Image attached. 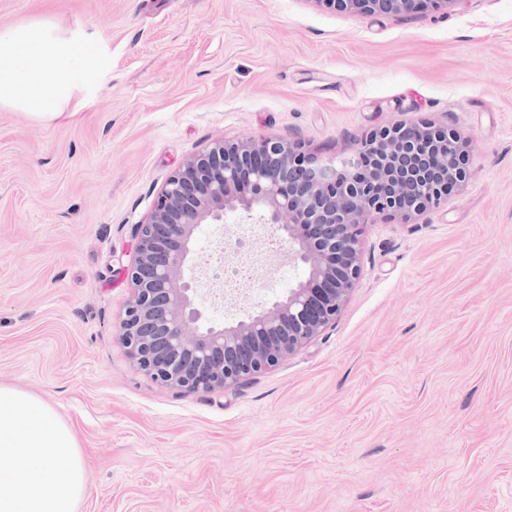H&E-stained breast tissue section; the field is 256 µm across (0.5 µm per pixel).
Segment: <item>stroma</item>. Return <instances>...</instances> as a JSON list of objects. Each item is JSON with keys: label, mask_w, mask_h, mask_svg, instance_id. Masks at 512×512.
<instances>
[{"label": "stroma", "mask_w": 512, "mask_h": 512, "mask_svg": "<svg viewBox=\"0 0 512 512\" xmlns=\"http://www.w3.org/2000/svg\"><path fill=\"white\" fill-rule=\"evenodd\" d=\"M90 38L78 112L0 109V388L50 403L81 452L79 512H512V0L365 16L318 0H0ZM396 121L449 125L473 172L401 221L368 215L336 324L235 389L188 394L116 337L130 229L219 139L324 157ZM260 277L207 320L305 276Z\"/></svg>", "instance_id": "stroma-1"}]
</instances>
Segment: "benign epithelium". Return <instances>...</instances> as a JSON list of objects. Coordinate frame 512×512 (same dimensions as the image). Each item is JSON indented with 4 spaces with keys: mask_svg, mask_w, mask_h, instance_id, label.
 I'll use <instances>...</instances> for the list:
<instances>
[{
    "mask_svg": "<svg viewBox=\"0 0 512 512\" xmlns=\"http://www.w3.org/2000/svg\"><path fill=\"white\" fill-rule=\"evenodd\" d=\"M366 15L409 14L456 0H319ZM471 151L451 128L394 122L346 156L321 157L280 138L216 140L167 179L148 217L132 225L131 293L116 336L129 358L186 393L240 386L276 367L336 322L362 271L368 214L408 220L471 175ZM262 212L306 277L230 324L203 319L190 260L203 224Z\"/></svg>",
    "mask_w": 512,
    "mask_h": 512,
    "instance_id": "1",
    "label": "benign epithelium"
}]
</instances>
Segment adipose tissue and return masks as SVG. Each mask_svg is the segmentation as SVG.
I'll use <instances>...</instances> for the list:
<instances>
[{"label": "adipose tissue", "mask_w": 512, "mask_h": 512, "mask_svg": "<svg viewBox=\"0 0 512 512\" xmlns=\"http://www.w3.org/2000/svg\"><path fill=\"white\" fill-rule=\"evenodd\" d=\"M94 63L83 38L33 19L0 29V107L42 121L67 112ZM86 471L70 427L43 399L0 398V512H78Z\"/></svg>", "instance_id": "adipose-tissue-1"}]
</instances>
